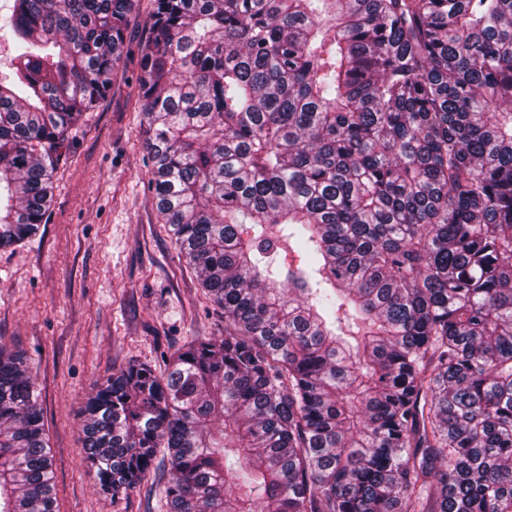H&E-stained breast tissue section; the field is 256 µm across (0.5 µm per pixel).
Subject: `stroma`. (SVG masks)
I'll list each match as a JSON object with an SVG mask.
<instances>
[{"label":"stroma","instance_id":"stroma-1","mask_svg":"<svg viewBox=\"0 0 512 512\" xmlns=\"http://www.w3.org/2000/svg\"><path fill=\"white\" fill-rule=\"evenodd\" d=\"M152 0H137L108 91L53 154V201L36 235L0 248V345L22 352L40 392L61 512H166L167 463L113 500L83 461L81 411L128 364L161 365L193 337L222 339L164 224L136 104Z\"/></svg>","mask_w":512,"mask_h":512}]
</instances>
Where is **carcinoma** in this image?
<instances>
[{
	"instance_id": "1",
	"label": "carcinoma",
	"mask_w": 512,
	"mask_h": 512,
	"mask_svg": "<svg viewBox=\"0 0 512 512\" xmlns=\"http://www.w3.org/2000/svg\"><path fill=\"white\" fill-rule=\"evenodd\" d=\"M135 0H13L0 247L109 88ZM137 104L156 206L224 340L83 411L111 496L168 512H512V0H154ZM0 512H60L0 347Z\"/></svg>"
}]
</instances>
